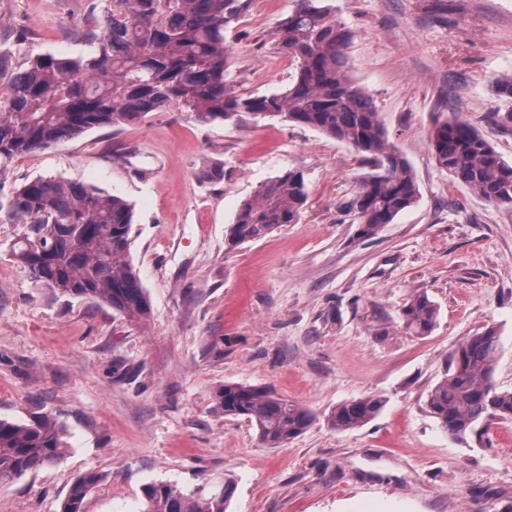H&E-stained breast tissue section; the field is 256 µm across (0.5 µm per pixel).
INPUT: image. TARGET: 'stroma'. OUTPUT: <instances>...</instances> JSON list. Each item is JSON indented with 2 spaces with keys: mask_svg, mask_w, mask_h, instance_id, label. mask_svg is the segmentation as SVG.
I'll list each match as a JSON object with an SVG mask.
<instances>
[{
  "mask_svg": "<svg viewBox=\"0 0 512 512\" xmlns=\"http://www.w3.org/2000/svg\"><path fill=\"white\" fill-rule=\"evenodd\" d=\"M350 33L354 79L372 96L417 181L416 203L371 239L341 206L366 168L347 144L294 123L201 124L179 107L93 129L15 159L0 194L62 177L134 208L130 259L151 312L132 319L36 285L0 224V417L52 412L63 460L0 483V512H60L72 483L100 476L85 512H139L149 482L189 490L234 476L229 512H512V419L456 439L428 412L429 391L467 337L494 328V379L512 389V208L440 169L435 123L458 118L512 162L492 85L512 73V0H331ZM108 0H0V51L15 63L92 54ZM295 0H249L224 30L234 87L286 90L274 34ZM220 165L224 179L198 180ZM291 169L305 174L301 219L233 247L242 201ZM438 308L407 332L414 292ZM267 387L316 422L280 448L255 421L227 417L225 383ZM378 395L382 412L338 431L334 405ZM438 316L435 303L424 292H415L402 309L405 328L419 336L432 331Z\"/></svg>",
  "mask_w": 512,
  "mask_h": 512,
  "instance_id": "obj_1",
  "label": "stroma"
}]
</instances>
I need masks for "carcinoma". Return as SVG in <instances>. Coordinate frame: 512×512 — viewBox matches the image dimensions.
<instances>
[{
  "mask_svg": "<svg viewBox=\"0 0 512 512\" xmlns=\"http://www.w3.org/2000/svg\"><path fill=\"white\" fill-rule=\"evenodd\" d=\"M97 49L88 58L52 54L31 57L15 70L0 52V169L15 158L47 149L89 130L132 122L151 112L183 106L204 124L278 120L311 127L350 145L370 171L346 202L356 235L370 239L395 221L418 197L405 158L389 143L373 99L350 75L349 34L329 0H298L275 32L279 51L295 65L281 93L241 92L226 80L231 49L224 28L246 0H110ZM437 165L484 201L512 206V163L468 123L453 118L429 133ZM307 201L303 171L289 170L259 186L243 202L229 228L230 244L256 241L284 224L298 222ZM0 214L20 225L14 257L35 284L68 296L95 299L130 318H142L149 302L128 254L132 208L60 177H36L15 189ZM438 316L424 292L402 309L405 328L419 336ZM500 338L492 327L466 338L450 355L445 377L427 395L428 412L448 435L462 438L488 418H512V390L494 384ZM224 416L255 421L261 444L279 448L310 428L316 416L299 404L256 386L226 383L219 394ZM385 406L379 396L336 404L326 415L336 430L360 428ZM64 432L51 415L31 423L0 419V483L13 481L64 454ZM99 481L77 478L61 512H84ZM237 482L185 491L152 482L142 487V512H227Z\"/></svg>",
  "mask_w": 512,
  "mask_h": 512,
  "instance_id": "1",
  "label": "carcinoma"
}]
</instances>
